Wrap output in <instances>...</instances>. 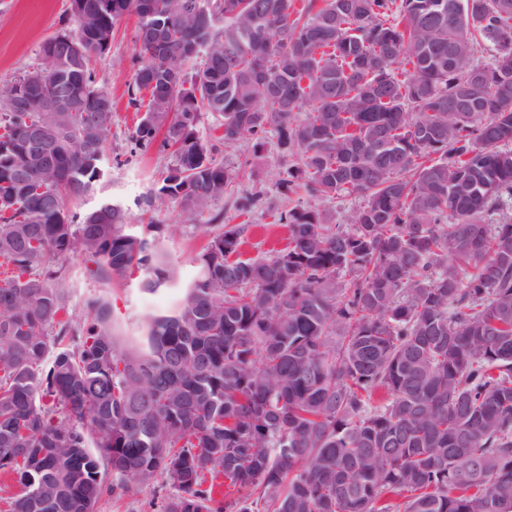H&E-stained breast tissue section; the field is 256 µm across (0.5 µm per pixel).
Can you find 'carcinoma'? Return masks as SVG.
I'll return each instance as SVG.
<instances>
[{
  "mask_svg": "<svg viewBox=\"0 0 512 512\" xmlns=\"http://www.w3.org/2000/svg\"><path fill=\"white\" fill-rule=\"evenodd\" d=\"M125 13L172 28L136 40L127 86L135 148L173 158L143 204L199 216L231 190L206 115L226 144L275 138L279 194L308 199L269 256L242 258L211 217L196 278L139 347L105 299L74 321L59 267L137 271L151 293L174 278L119 200L74 210L105 176L95 64ZM52 45L44 87L80 111H18L26 73L0 86L6 512H96L159 477L162 512H512V0H70ZM343 195L363 204L326 223L317 202Z\"/></svg>",
  "mask_w": 512,
  "mask_h": 512,
  "instance_id": "obj_1",
  "label": "carcinoma"
}]
</instances>
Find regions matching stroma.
<instances>
[{
	"instance_id": "obj_1",
	"label": "stroma",
	"mask_w": 512,
	"mask_h": 512,
	"mask_svg": "<svg viewBox=\"0 0 512 512\" xmlns=\"http://www.w3.org/2000/svg\"><path fill=\"white\" fill-rule=\"evenodd\" d=\"M68 6L69 0H0V85L36 66L41 44L60 30ZM135 25L136 18L131 14L119 20L111 50L96 65L97 78L110 91L116 107L111 141L104 158L106 174L96 183L95 193L121 200L134 219L133 231H143L145 221L155 223L153 235L171 260L175 278L166 289L152 294L143 290L137 275L109 282L93 279L78 257L66 260L63 269L76 321L84 320L89 299H108L112 302L117 334L137 340L144 334L149 315L169 313L183 297L196 274V259L209 240L211 227L206 218L188 215L174 200L164 201L146 214L139 207L141 198L159 186L171 157L154 151L141 154L131 149L130 138L138 117L126 106V89L135 71L133 59L139 53ZM216 125L213 117H206L200 127L201 135L217 142L219 158L230 171L241 174L232 191L218 204L224 226L241 230L244 256L259 257L284 248L287 231L275 221L281 204L275 182L288 165L285 153L273 141L258 150L244 142L221 143ZM245 195L256 199L248 212L239 208V201ZM169 224L182 225V233L169 235L165 230ZM168 494V489L157 482L136 485L119 496L105 494L97 512H158Z\"/></svg>"
}]
</instances>
